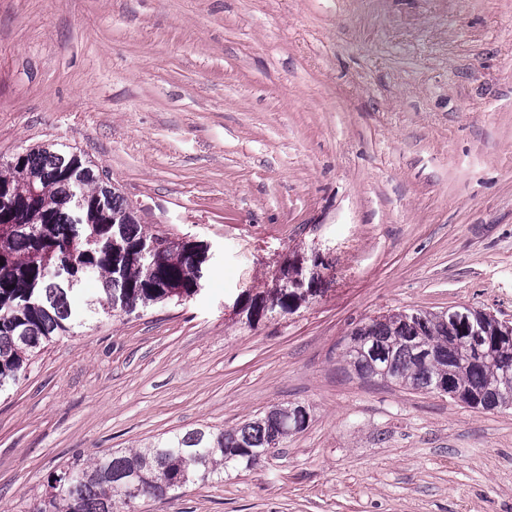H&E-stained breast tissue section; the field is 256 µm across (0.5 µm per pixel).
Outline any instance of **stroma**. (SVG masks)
Returning a JSON list of instances; mask_svg holds the SVG:
<instances>
[{
	"label": "stroma",
	"instance_id": "obj_1",
	"mask_svg": "<svg viewBox=\"0 0 512 512\" xmlns=\"http://www.w3.org/2000/svg\"><path fill=\"white\" fill-rule=\"evenodd\" d=\"M42 142L213 259L199 294L87 323L0 393V512L287 402L309 424L260 466L139 512H512V409L343 358L389 310L512 320V0H0V158ZM316 255L315 298L236 312Z\"/></svg>",
	"mask_w": 512,
	"mask_h": 512
}]
</instances>
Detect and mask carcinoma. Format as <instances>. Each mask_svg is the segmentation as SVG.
<instances>
[{
  "instance_id": "obj_1",
  "label": "carcinoma",
  "mask_w": 512,
  "mask_h": 512,
  "mask_svg": "<svg viewBox=\"0 0 512 512\" xmlns=\"http://www.w3.org/2000/svg\"><path fill=\"white\" fill-rule=\"evenodd\" d=\"M98 166L63 144H43L0 159V392L19 380L47 344L97 315L112 312V298L127 312L181 301L200 292L210 261L208 245L165 232L147 233L117 187L109 205L97 207L102 183L90 173ZM127 216L117 224L112 218ZM159 241L150 262L138 245ZM103 296L76 315L69 296L89 278ZM322 280L303 291L290 288L245 292L236 302L247 321L291 313L321 292ZM462 312L466 308L458 309ZM388 312L356 325L345 361L360 377L435 393L446 385L448 398L470 409H512V390L496 391L504 369L512 370V335L481 312L487 329L484 355L456 342L465 336L458 311ZM302 405L280 404L264 415L224 431L209 426L159 437L143 447L115 450L74 464L48 478L50 492L32 512H135L144 499H163L189 482L224 478L229 468L247 471L265 452L308 427ZM141 488L125 496L122 484Z\"/></svg>"
}]
</instances>
